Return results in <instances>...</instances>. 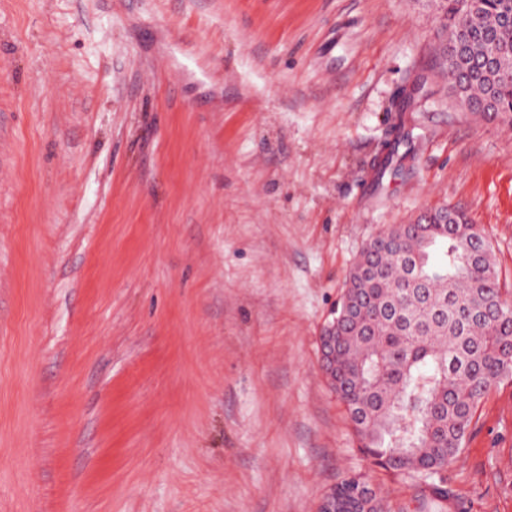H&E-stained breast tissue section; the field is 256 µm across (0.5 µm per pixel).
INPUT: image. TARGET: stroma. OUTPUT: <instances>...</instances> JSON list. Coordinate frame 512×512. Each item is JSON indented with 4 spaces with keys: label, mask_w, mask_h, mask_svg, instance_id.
<instances>
[{
    "label": "stroma",
    "mask_w": 512,
    "mask_h": 512,
    "mask_svg": "<svg viewBox=\"0 0 512 512\" xmlns=\"http://www.w3.org/2000/svg\"><path fill=\"white\" fill-rule=\"evenodd\" d=\"M442 39L430 0H0V512H317L359 471L424 512L319 336L425 209L464 208L512 289V129ZM446 476L443 512H512V379Z\"/></svg>",
    "instance_id": "obj_1"
}]
</instances>
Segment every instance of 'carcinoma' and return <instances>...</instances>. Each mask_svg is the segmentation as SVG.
<instances>
[{"mask_svg":"<svg viewBox=\"0 0 512 512\" xmlns=\"http://www.w3.org/2000/svg\"><path fill=\"white\" fill-rule=\"evenodd\" d=\"M455 98L489 121L512 126V54L507 76L485 83L484 58L512 22V0H484L486 22L459 28L467 0H439ZM401 137L376 175L397 172ZM340 330L326 372L345 405L357 447L373 466L426 482L430 503L448 501V466L464 449L477 405L512 376V301L503 298L491 245L458 208L420 213L362 248L332 313ZM340 512H387L365 475L330 490Z\"/></svg>","mask_w":512,"mask_h":512,"instance_id":"1","label":"carcinoma"}]
</instances>
